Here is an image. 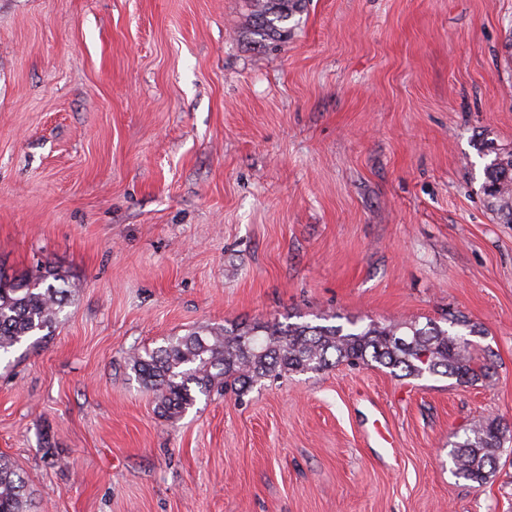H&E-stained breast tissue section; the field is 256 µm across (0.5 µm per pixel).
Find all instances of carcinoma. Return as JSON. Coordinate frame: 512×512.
Masks as SVG:
<instances>
[{
  "instance_id": "carcinoma-1",
  "label": "carcinoma",
  "mask_w": 512,
  "mask_h": 512,
  "mask_svg": "<svg viewBox=\"0 0 512 512\" xmlns=\"http://www.w3.org/2000/svg\"><path fill=\"white\" fill-rule=\"evenodd\" d=\"M251 34L262 41L291 33L288 22L306 9V0H249ZM484 163L482 190L497 215L512 223V153L491 143L480 148ZM63 276L51 270L36 276L9 277L0 271V356L25 338L51 331L70 290ZM480 333L463 315L448 327L420 328L414 321L371 324L362 330L338 325L254 322L226 328L192 331L145 353L130 355L133 369L152 389L158 409L169 419L180 417L196 394L245 388L275 372L320 371L333 362L351 366L376 363L398 378L448 376L475 383L486 376V365L474 361L470 337ZM512 431L496 419L472 425L454 444L450 456L454 474L478 485L494 472ZM27 485L9 460L0 456V512H29Z\"/></svg>"
}]
</instances>
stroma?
Here are the masks:
<instances>
[{"label": "stroma", "instance_id": "1", "mask_svg": "<svg viewBox=\"0 0 512 512\" xmlns=\"http://www.w3.org/2000/svg\"><path fill=\"white\" fill-rule=\"evenodd\" d=\"M0 0V269L60 271L47 337L0 358V455L38 512H512L449 452L512 427V0ZM461 314L473 384L271 375L168 419L129 364L194 330ZM391 436L383 447L373 420ZM251 34L261 41L283 39L291 33L288 22L306 9V0H249ZM264 17L258 25L255 18ZM490 143L482 144L480 154L484 163L482 190L491 199L497 215L507 224L512 223V153L499 152Z\"/></svg>", "mask_w": 512, "mask_h": 512}]
</instances>
